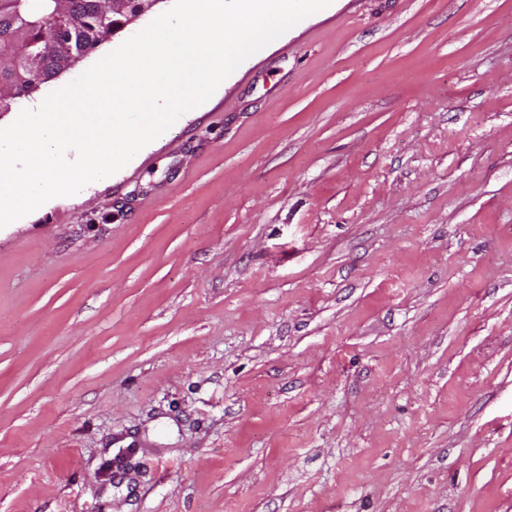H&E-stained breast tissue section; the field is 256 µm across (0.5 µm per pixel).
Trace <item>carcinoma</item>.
Returning a JSON list of instances; mask_svg holds the SVG:
<instances>
[{"label":"carcinoma","instance_id":"cac0c4a2","mask_svg":"<svg viewBox=\"0 0 512 512\" xmlns=\"http://www.w3.org/2000/svg\"><path fill=\"white\" fill-rule=\"evenodd\" d=\"M69 15L74 24L72 39L61 43L54 34L60 19ZM127 22L124 16H112L107 10L99 16L98 0H4L0 3V36L16 31V39L28 44L32 50L43 52L42 72L30 67L0 63V114L13 110L11 94L28 97L42 86L59 79L76 66L80 54L71 53V46L93 45L97 48L112 38Z\"/></svg>","mask_w":512,"mask_h":512}]
</instances>
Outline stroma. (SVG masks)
Listing matches in <instances>:
<instances>
[{"instance_id":"obj_1","label":"stroma","mask_w":512,"mask_h":512,"mask_svg":"<svg viewBox=\"0 0 512 512\" xmlns=\"http://www.w3.org/2000/svg\"><path fill=\"white\" fill-rule=\"evenodd\" d=\"M0 512H512V0H332L0 228Z\"/></svg>"}]
</instances>
